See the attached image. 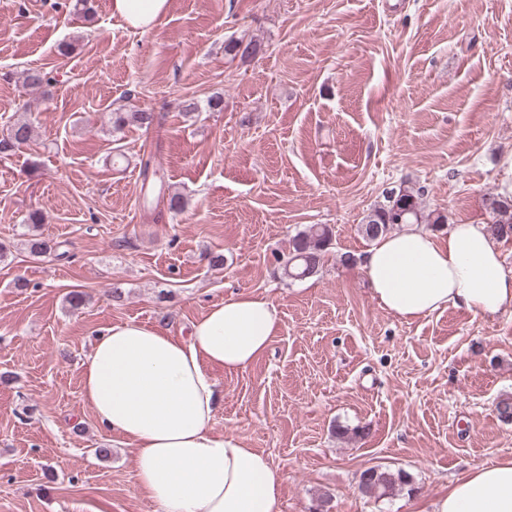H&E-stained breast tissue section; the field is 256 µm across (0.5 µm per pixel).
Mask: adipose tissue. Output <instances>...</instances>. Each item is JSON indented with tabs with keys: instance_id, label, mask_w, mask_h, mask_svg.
I'll list each match as a JSON object with an SVG mask.
<instances>
[{
	"instance_id": "ef3b65f1",
	"label": "adipose tissue",
	"mask_w": 512,
	"mask_h": 512,
	"mask_svg": "<svg viewBox=\"0 0 512 512\" xmlns=\"http://www.w3.org/2000/svg\"><path fill=\"white\" fill-rule=\"evenodd\" d=\"M135 29H152L168 0H111ZM382 308L414 319L448 306L477 316L512 312V269L481 224L446 235L417 227L380 236L363 263ZM280 324L266 296L239 293L193 321L187 337L116 322L82 362L83 398L97 424L129 447L139 488L159 512H280L281 471L269 457L215 431L219 367L246 369ZM431 512H512V460L451 482Z\"/></svg>"
}]
</instances>
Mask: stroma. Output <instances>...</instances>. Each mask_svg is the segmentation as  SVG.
Returning <instances> with one entry per match:
<instances>
[{"label":"stroma","instance_id":"stroma-1","mask_svg":"<svg viewBox=\"0 0 512 512\" xmlns=\"http://www.w3.org/2000/svg\"><path fill=\"white\" fill-rule=\"evenodd\" d=\"M74 3L0 0V129L33 125L0 157V512H155L84 401L82 360L112 323L184 336L245 291L281 323L246 370L214 369V429L279 467L281 512L325 494L328 512H430L452 480L512 460L497 409L512 400V314L388 312L359 230L399 186L452 224L486 223V197L512 195V0H168L147 31L110 0L88 18ZM237 39L259 53L226 52ZM31 70L46 83L27 85ZM140 108L155 126L114 127ZM35 209L55 245L40 258L24 244ZM313 224L332 230L324 266L288 278L282 259ZM372 466L412 483L369 498Z\"/></svg>","mask_w":512,"mask_h":512}]
</instances>
